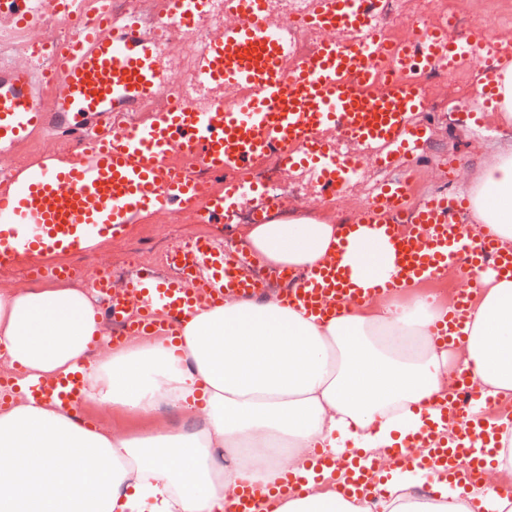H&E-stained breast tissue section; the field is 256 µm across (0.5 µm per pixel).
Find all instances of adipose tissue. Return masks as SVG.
Listing matches in <instances>:
<instances>
[{"label":"adipose tissue","instance_id":"adipose-tissue-1","mask_svg":"<svg viewBox=\"0 0 512 512\" xmlns=\"http://www.w3.org/2000/svg\"><path fill=\"white\" fill-rule=\"evenodd\" d=\"M470 222L512 248V149L463 167ZM341 224L302 216L250 224L244 238L266 264L295 276L341 251L368 293L320 321L279 294L200 304L178 337L133 336L112 346L90 288L0 291V369L14 377L0 406V512H227L242 487L262 491V512H369L344 497L314 454L367 455L383 479L385 512H512V414L499 429L488 482L471 491L399 465L390 448L413 437L423 413L468 370L486 400L512 397V279L476 271L463 337L434 330L449 304L416 278L372 294L395 270L393 244L343 241ZM81 371L88 400L142 421L136 433L83 424L76 410L38 402L30 384ZM182 422L161 430V406ZM302 477L281 491L285 473Z\"/></svg>","mask_w":512,"mask_h":512}]
</instances>
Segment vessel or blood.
I'll return each mask as SVG.
<instances>
[{"label":"vessel or blood","mask_w":512,"mask_h":512,"mask_svg":"<svg viewBox=\"0 0 512 512\" xmlns=\"http://www.w3.org/2000/svg\"><path fill=\"white\" fill-rule=\"evenodd\" d=\"M369 0H312L307 17L323 39L313 55L289 62L281 29L268 19V0H225L231 16L220 39L205 44L198 56L195 78L199 86L234 89L235 97L199 107L178 98L167 110L133 125L120 122L122 113L159 93L165 81L158 68L159 41L143 32L132 17L114 24L110 10L93 16L76 15L74 0H0V14L34 26L45 17H75L77 34L57 46L53 68H12L0 71V154L40 129L75 140L78 158L60 166L44 163L24 175H9L0 183V265L18 255L44 263L51 256L86 247L90 242L122 234L133 215L164 212L175 203L194 207L200 223H215L231 215L244 195L259 200L255 211L267 223L280 200L264 187L249 182L245 174L258 159L278 153L284 168L311 171L323 188L337 192L351 181L358 158L343 154L338 140H355L374 147L373 161L391 167L395 155L417 164L418 144L425 130L413 121L423 111L422 93L411 84L394 81L376 85L375 61L384 50L375 34V13ZM168 24L184 31L197 28L209 13L212 0H169ZM362 31L360 43L347 46L339 30ZM487 53L486 45L462 46L439 32L421 35L416 47L395 50L403 68L427 63L451 64L463 49ZM51 79L57 86L55 105L45 111L40 84ZM193 157L198 166L224 175V195L205 194L191 173L172 170L166 163L171 151ZM409 178L378 186L357 221L376 229L395 247L396 269L388 287L433 271L464 257L467 267H491L512 277V252L496 241L481 237L471 244L456 217L466 210L462 193L433 195L410 205ZM171 275L142 270L125 293L112 291L106 273L92 284L107 302L110 319L125 323L130 333L178 335L183 316L194 304L223 302L236 296L259 300L266 278L256 271L263 259L244 247L218 246L201 237L170 254ZM285 281L281 295L291 306L326 315L342 303L356 302L361 288L341 259L331 258L303 280L276 269ZM470 292L457 295L446 328L438 335L450 342L467 319ZM460 396L448 399L447 415L458 417L457 440L441 443L429 455L415 458L406 448L395 447L397 460L414 464L429 477L471 483L481 476L485 457L476 446L488 443L484 415L469 404L480 392L470 375L460 378ZM32 398L55 400L76 407L86 399L79 374L55 383H38ZM376 471L351 453L336 489L348 496L378 493Z\"/></svg>","instance_id":"b4317fda"}]
</instances>
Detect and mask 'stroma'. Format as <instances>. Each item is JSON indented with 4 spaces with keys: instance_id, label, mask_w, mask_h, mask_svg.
Returning <instances> with one entry per match:
<instances>
[{
    "instance_id": "35a3bbf8",
    "label": "stroma",
    "mask_w": 512,
    "mask_h": 512,
    "mask_svg": "<svg viewBox=\"0 0 512 512\" xmlns=\"http://www.w3.org/2000/svg\"><path fill=\"white\" fill-rule=\"evenodd\" d=\"M197 51L198 47L189 34L167 45L160 60L165 76L189 80ZM484 83V71L475 67L470 68L469 82L465 86H455L450 77L438 83L432 97L435 111L419 117L420 123L427 128V138L420 147L421 161L414 172L413 201H420L447 188L448 161H455L460 167L473 166L482 157L512 143V127L496 124L491 112L483 110L481 102L474 98L476 89ZM59 144V138L53 134L35 133L10 153L0 155V168L13 169L21 164L30 170L50 157L75 160V152L60 149ZM343 149L362 157L363 164L339 198L327 197L309 172L299 169L285 171V178L295 185L297 193L283 199L282 207L275 215L277 221L285 223L301 216H328L340 222L352 223L366 205L373 189L380 183L397 179L406 167L405 159L399 157L391 168H379L366 161V149L354 142L345 143ZM145 229L152 231L166 253L203 234L233 244L244 241L242 230L231 224H198L173 211L148 212L134 216L121 236L70 251L60 255L59 260L70 263L80 259L100 269L115 267L122 261L131 242Z\"/></svg>"
}]
</instances>
